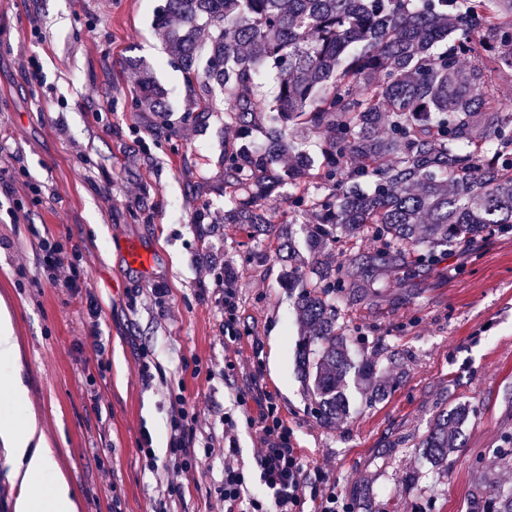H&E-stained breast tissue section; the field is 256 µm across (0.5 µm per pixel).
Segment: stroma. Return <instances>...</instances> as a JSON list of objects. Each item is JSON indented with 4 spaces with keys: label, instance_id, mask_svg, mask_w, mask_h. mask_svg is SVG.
I'll use <instances>...</instances> for the list:
<instances>
[{
    "label": "stroma",
    "instance_id": "35a3bbf8",
    "mask_svg": "<svg viewBox=\"0 0 512 512\" xmlns=\"http://www.w3.org/2000/svg\"><path fill=\"white\" fill-rule=\"evenodd\" d=\"M161 3L0 0V179L16 189L0 195V302L12 312L28 404L78 512H207L223 458L163 495L170 400L195 407L205 436H221L232 414L250 474L256 434L235 395L255 372L310 480L350 500L369 487L375 512H467L476 473L512 448V229L493 227L405 275L349 263L336 242L331 261L364 285L339 318L351 356L376 357L391 391L373 403L355 395L351 418L324 428L297 371L300 317L274 245L237 224L212 233L197 221L224 214V139L234 130L223 95L207 113L188 111L191 91L155 26ZM137 61L166 89L165 115L139 111ZM42 236L79 255L80 292L43 271L33 247ZM130 243L150 253L148 270L128 266ZM207 258L216 279L236 274L237 342L225 338L216 293L200 290ZM89 294L101 307L95 324ZM143 349L158 372L148 384ZM458 402L475 410L463 444L447 471L429 473L415 442L437 409ZM146 432L153 469L139 452ZM408 474L418 486L405 487Z\"/></svg>",
    "mask_w": 512,
    "mask_h": 512
}]
</instances>
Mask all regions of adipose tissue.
<instances>
[{
    "label": "adipose tissue",
    "instance_id": "1",
    "mask_svg": "<svg viewBox=\"0 0 512 512\" xmlns=\"http://www.w3.org/2000/svg\"><path fill=\"white\" fill-rule=\"evenodd\" d=\"M20 351L8 307L0 308V446L12 463V476L20 484L15 512H77L71 484L57 466L55 454L39 432L36 416L27 407L28 389L19 366ZM49 482L50 497H43L38 485Z\"/></svg>",
    "mask_w": 512,
    "mask_h": 512
}]
</instances>
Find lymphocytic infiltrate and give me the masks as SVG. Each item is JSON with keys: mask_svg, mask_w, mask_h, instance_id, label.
Instances as JSON below:
<instances>
[{"mask_svg": "<svg viewBox=\"0 0 512 512\" xmlns=\"http://www.w3.org/2000/svg\"><path fill=\"white\" fill-rule=\"evenodd\" d=\"M37 252L43 269L52 280L63 282L71 290L79 288L76 255L49 237L38 240ZM247 398L259 408L257 418L251 419L250 424L258 432L255 461L264 496L255 497L249 492L238 462L239 450L233 434L235 421L227 420L225 441L198 446V415L180 396L171 402L170 463L165 467L168 488L180 485L182 475L197 467L200 456L218 454L224 458V476L218 493L209 503V512H304V506L309 502L317 505L319 512H352L351 503L335 488L308 482L305 464L299 450L293 446L291 432L281 418L273 396L263 389L260 381H253L248 392L236 395L240 402Z\"/></svg>", "mask_w": 512, "mask_h": 512, "instance_id": "1", "label": "lymphocytic infiltrate"}]
</instances>
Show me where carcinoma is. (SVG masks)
Here are the masks:
<instances>
[{
	"instance_id": "1",
	"label": "carcinoma",
	"mask_w": 512,
	"mask_h": 512,
	"mask_svg": "<svg viewBox=\"0 0 512 512\" xmlns=\"http://www.w3.org/2000/svg\"><path fill=\"white\" fill-rule=\"evenodd\" d=\"M158 27L169 55L199 87L193 108L220 90L234 123L224 153L233 186L224 223L276 243L282 277L299 289L303 335L296 359L320 423L352 415L350 337L338 324L363 285L327 258L340 239H373V260L422 262L512 224V113L489 77L512 82V0H164ZM142 112H168L146 64L134 68ZM319 136L324 190L312 196L302 261L292 227L273 224L263 201L300 188L314 159L296 141ZM381 366L361 362L357 379ZM474 410L436 413L416 448L433 473ZM469 512H512V488L475 479Z\"/></svg>"
}]
</instances>
